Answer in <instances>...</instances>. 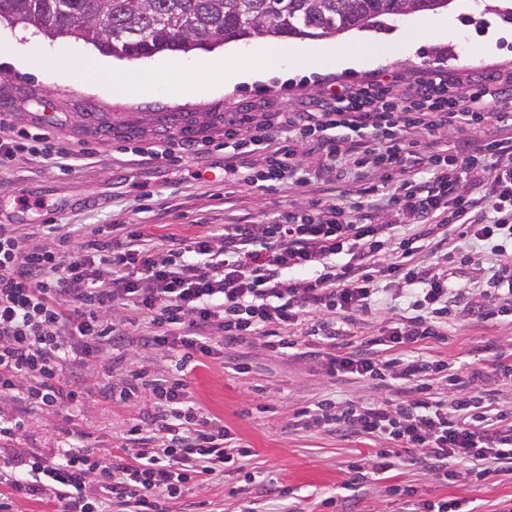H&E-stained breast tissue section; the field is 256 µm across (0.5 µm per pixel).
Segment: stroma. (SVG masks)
I'll return each mask as SVG.
<instances>
[{
	"mask_svg": "<svg viewBox=\"0 0 512 512\" xmlns=\"http://www.w3.org/2000/svg\"><path fill=\"white\" fill-rule=\"evenodd\" d=\"M467 5L456 41H429L415 53L383 49L384 60L367 71L338 68L327 59L319 69L297 68L292 55L300 41L281 38V67L286 79L235 86L232 92L205 99L183 94L188 83L212 78L209 51L159 53V60L180 65V72L160 82L152 97L121 101L111 93L88 91L80 73L100 57L90 44L73 36L48 39L35 29L0 25V53H26L42 58L41 68L20 72L0 63V111L15 114L16 128L47 132L60 146L77 152L72 167L57 169L29 155L0 168V222L5 224H148L158 234L192 236L209 224H261L277 211L307 205L311 196L354 200L360 183L345 172L334 183L316 190L293 182L271 190L224 179V156L234 141L224 138V116L231 112L259 114L294 110L318 96L324 82H356L395 74L408 83L438 64L449 78L467 86L480 74L503 77L497 111L512 113V40L499 41L496 54L480 48L489 19L496 16L494 0H454ZM205 141L204 151L188 148L177 163L157 167L139 160L146 147L165 148L168 139ZM43 199L44 210L23 209L21 198ZM489 341L512 348V328L494 321L457 320L444 338L431 341L433 354L448 361L468 357L478 362L480 348ZM321 346L308 337L297 348L277 351L260 337L236 348L247 357L249 369L239 374L225 369L222 360L188 374L196 400L221 419L234 443L253 448L252 467L261 479L272 478L293 492L294 512H409L411 505L395 495L398 486L418 487L423 498L457 499L477 512H501L512 502V476L486 480L438 478L414 455L403 454L399 468L388 478L369 483L363 494L336 506L325 505L351 479L350 461L387 447L383 438H343L324 427L303 428L296 411L329 398L371 401L382 394L375 381L349 383L328 378L316 356ZM149 399L117 408L97 395L86 396L73 409L29 415L20 435L0 444V456L12 460L30 453L52 454L61 445L60 428L72 422L99 449L119 444L123 425L148 411ZM278 512L279 502L266 496L258 483L248 485L234 475L214 481L201 491L170 500L167 512Z\"/></svg>",
	"mask_w": 512,
	"mask_h": 512,
	"instance_id": "35a3bbf8",
	"label": "stroma"
}]
</instances>
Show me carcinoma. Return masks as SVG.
Segmentation results:
<instances>
[{
	"label": "carcinoma",
	"instance_id": "1",
	"mask_svg": "<svg viewBox=\"0 0 512 512\" xmlns=\"http://www.w3.org/2000/svg\"><path fill=\"white\" fill-rule=\"evenodd\" d=\"M449 0H0V23L54 38L83 26L99 53L147 58L251 36L319 38L384 15L434 11Z\"/></svg>",
	"mask_w": 512,
	"mask_h": 512
}]
</instances>
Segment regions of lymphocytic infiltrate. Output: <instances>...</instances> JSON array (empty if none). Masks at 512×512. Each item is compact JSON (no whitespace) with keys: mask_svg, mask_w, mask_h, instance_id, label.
<instances>
[{"mask_svg":"<svg viewBox=\"0 0 512 512\" xmlns=\"http://www.w3.org/2000/svg\"><path fill=\"white\" fill-rule=\"evenodd\" d=\"M498 77L459 92L438 74L395 90L380 81L348 83L300 112L249 113L224 122V135L258 169L224 160V179L270 188L295 178L305 184L356 169V200H311L306 210L278 213L263 224H227L192 237L165 239L147 224H101L84 233L37 224L32 233L0 224V442L21 432L33 413L77 404L89 394L75 371L104 360L119 382L103 387L120 407L154 400L132 418L119 452L98 456L74 427L66 446L45 457L28 454L0 466V512L16 498L57 505L58 512H165L164 503L228 470L244 473L253 451L228 445L221 420L195 401L184 375L251 336L295 348L297 335L332 347L328 376L387 382L380 400L329 399L298 411L300 425H329L349 436L386 438L364 463L352 464L350 491L368 475L394 469L401 451L423 459L437 476L482 479L512 473V413L494 411L492 382L512 377L500 345L483 346L478 370L423 355L453 312L512 323V135L494 111ZM466 126L487 135L453 156H425L428 178L411 165L410 134L436 135ZM366 131L369 143L350 140ZM469 241L501 263L487 289L473 297L448 270ZM401 290L406 306L388 332L351 341L360 317L378 305L380 284ZM148 329L129 344L131 328ZM177 352L175 375L131 371L136 349ZM448 384L438 397L436 380Z\"/></svg>","mask_w":512,"mask_h":512,"instance_id":"f902f5d3","label":"lymphocytic infiltrate"}]
</instances>
